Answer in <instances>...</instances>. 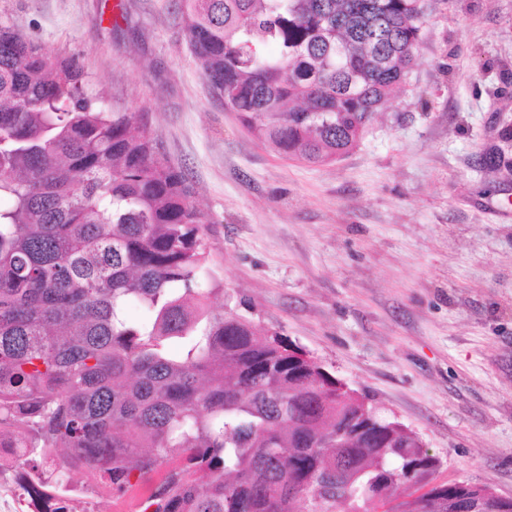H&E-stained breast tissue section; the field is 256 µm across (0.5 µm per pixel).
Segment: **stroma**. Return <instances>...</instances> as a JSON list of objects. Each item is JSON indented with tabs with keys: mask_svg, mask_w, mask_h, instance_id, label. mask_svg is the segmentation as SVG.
<instances>
[{
	"mask_svg": "<svg viewBox=\"0 0 512 512\" xmlns=\"http://www.w3.org/2000/svg\"><path fill=\"white\" fill-rule=\"evenodd\" d=\"M0 24L144 115L205 216L214 308L414 431L432 482L512 497V0H427L405 83L325 165L212 98L177 0H0Z\"/></svg>",
	"mask_w": 512,
	"mask_h": 512,
	"instance_id": "obj_1",
	"label": "stroma"
}]
</instances>
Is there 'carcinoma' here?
Returning a JSON list of instances; mask_svg holds the SVG:
<instances>
[{"label": "carcinoma", "instance_id": "cac0c4a2", "mask_svg": "<svg viewBox=\"0 0 512 512\" xmlns=\"http://www.w3.org/2000/svg\"><path fill=\"white\" fill-rule=\"evenodd\" d=\"M213 95L258 140L334 162L415 64L424 0H178ZM0 25V429L66 512L151 484L140 512H498L430 484L418 436L303 348L216 312L203 217L132 112ZM144 310L140 319L129 308Z\"/></svg>", "mask_w": 512, "mask_h": 512}]
</instances>
